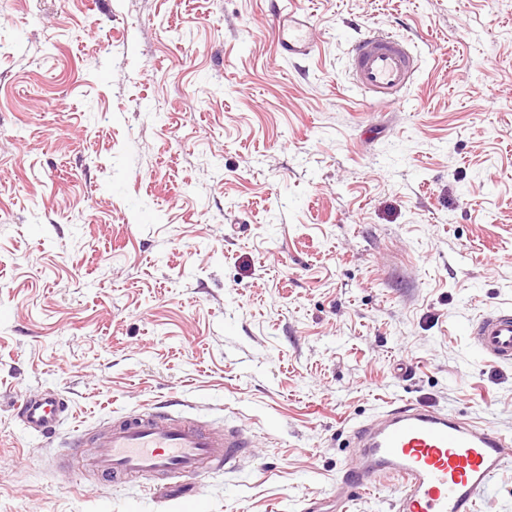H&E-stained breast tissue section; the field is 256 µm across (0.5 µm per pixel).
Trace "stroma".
Segmentation results:
<instances>
[{
  "label": "stroma",
  "instance_id": "obj_1",
  "mask_svg": "<svg viewBox=\"0 0 512 512\" xmlns=\"http://www.w3.org/2000/svg\"><path fill=\"white\" fill-rule=\"evenodd\" d=\"M0 0V512H302L412 401L512 436V0ZM369 27L420 60L351 84ZM54 392L56 437L15 409ZM161 406L252 447L147 491L67 443ZM275 25L281 48L288 57L309 56L318 44L309 17L297 9H280L275 18ZM470 336L485 357L495 362H512V311L501 309L482 316L470 328Z\"/></svg>",
  "mask_w": 512,
  "mask_h": 512
}]
</instances>
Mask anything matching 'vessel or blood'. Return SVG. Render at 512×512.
I'll return each mask as SVG.
<instances>
[{
  "instance_id": "obj_1",
  "label": "vessel or blood",
  "mask_w": 512,
  "mask_h": 512,
  "mask_svg": "<svg viewBox=\"0 0 512 512\" xmlns=\"http://www.w3.org/2000/svg\"><path fill=\"white\" fill-rule=\"evenodd\" d=\"M286 56L306 57L317 42L309 17L285 7L275 18ZM353 83L379 101L393 100L411 85L416 61L406 42L372 30L349 47ZM470 334L485 357L512 362V311L482 316ZM67 406L58 394L24 398L20 419L27 433L55 435ZM350 439L363 463L343 468L338 494L348 497L398 484L397 512H475L494 477L512 463V442L473 421L410 401L389 405L353 429ZM83 466L106 481L150 477L158 481L235 467L248 448L241 432L161 413L128 416L70 443Z\"/></svg>"
}]
</instances>
